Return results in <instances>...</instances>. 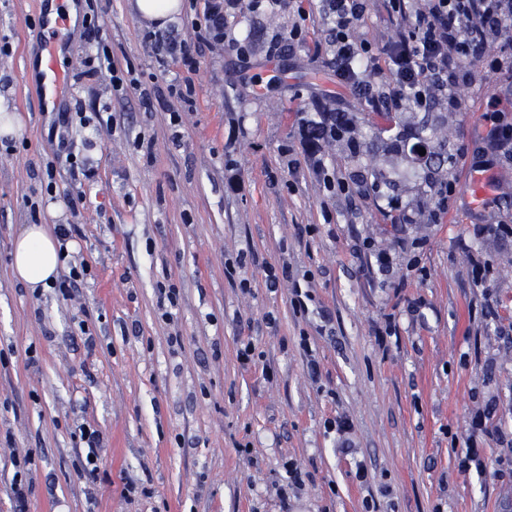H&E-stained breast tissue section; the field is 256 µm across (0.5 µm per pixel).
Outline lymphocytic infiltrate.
<instances>
[{"mask_svg":"<svg viewBox=\"0 0 512 512\" xmlns=\"http://www.w3.org/2000/svg\"><path fill=\"white\" fill-rule=\"evenodd\" d=\"M330 23L336 73L375 111L394 112L450 95L465 63L491 35L512 21V0H384L390 14L408 20L407 34L383 53L355 37L368 0H320ZM387 67H380V59Z\"/></svg>","mask_w":512,"mask_h":512,"instance_id":"1","label":"lymphocytic infiltrate"}]
</instances>
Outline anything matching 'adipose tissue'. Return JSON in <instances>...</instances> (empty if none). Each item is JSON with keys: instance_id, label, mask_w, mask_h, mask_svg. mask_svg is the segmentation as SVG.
Segmentation results:
<instances>
[{"instance_id": "ef3b65f1", "label": "adipose tissue", "mask_w": 512, "mask_h": 512, "mask_svg": "<svg viewBox=\"0 0 512 512\" xmlns=\"http://www.w3.org/2000/svg\"><path fill=\"white\" fill-rule=\"evenodd\" d=\"M59 247L57 237L48 225H26L12 243L14 277L29 288L49 287L61 267Z\"/></svg>"}]
</instances>
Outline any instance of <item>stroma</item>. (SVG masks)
Instances as JSON below:
<instances>
[{
	"instance_id": "1",
	"label": "stroma",
	"mask_w": 512,
	"mask_h": 512,
	"mask_svg": "<svg viewBox=\"0 0 512 512\" xmlns=\"http://www.w3.org/2000/svg\"><path fill=\"white\" fill-rule=\"evenodd\" d=\"M184 2L158 29L131 0H73L56 92L73 121L57 129L31 68L46 4L0 0V103L28 125L0 145V512L18 477L26 512H512V185L467 201L478 166L512 175L485 135L512 129L500 39L455 103L390 128L339 83L317 0L236 13L247 55L199 44ZM297 25L305 44L268 54ZM404 29L371 0L359 34L382 48ZM171 34L195 72L157 63ZM101 49L150 101L86 76ZM179 75L190 99L169 91ZM319 110L350 130L315 136ZM423 124L431 171L396 141ZM81 151L90 169L70 174ZM441 181L455 192L434 222ZM53 199L81 230L69 262L90 270L67 297L10 273Z\"/></svg>"
}]
</instances>
